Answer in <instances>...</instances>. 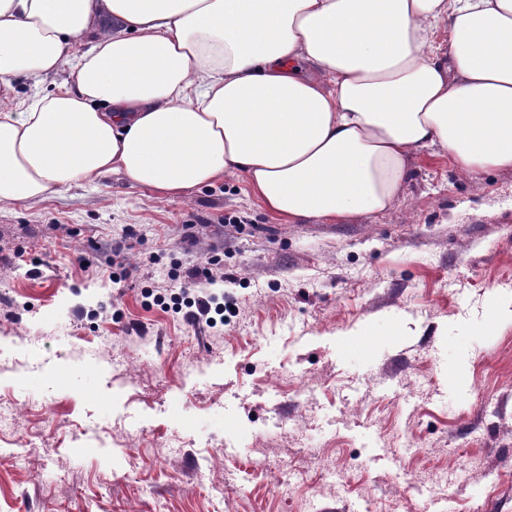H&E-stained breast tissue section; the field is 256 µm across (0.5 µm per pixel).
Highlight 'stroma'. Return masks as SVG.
Segmentation results:
<instances>
[{
	"label": "stroma",
	"instance_id": "stroma-1",
	"mask_svg": "<svg viewBox=\"0 0 512 512\" xmlns=\"http://www.w3.org/2000/svg\"><path fill=\"white\" fill-rule=\"evenodd\" d=\"M412 170L375 221L241 176L0 207V512H512V171ZM211 257L230 324L144 297Z\"/></svg>",
	"mask_w": 512,
	"mask_h": 512
}]
</instances>
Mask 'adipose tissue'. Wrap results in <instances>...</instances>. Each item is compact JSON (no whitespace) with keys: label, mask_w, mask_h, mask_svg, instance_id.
<instances>
[{"label":"adipose tissue","mask_w":512,"mask_h":512,"mask_svg":"<svg viewBox=\"0 0 512 512\" xmlns=\"http://www.w3.org/2000/svg\"><path fill=\"white\" fill-rule=\"evenodd\" d=\"M433 147L512 170V0H0V207L241 175L289 222L373 219ZM71 67L70 61L65 62L56 75L44 79V81L38 85H34L31 80L26 78L16 80L14 82L16 96L20 99H24L36 94L54 91L56 86L62 81L71 79Z\"/></svg>","instance_id":"obj_1"}]
</instances>
